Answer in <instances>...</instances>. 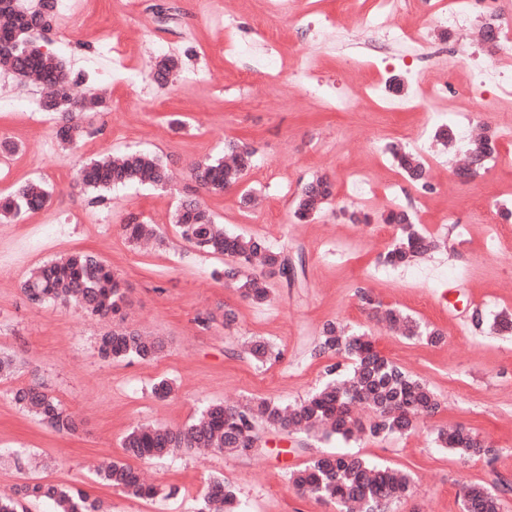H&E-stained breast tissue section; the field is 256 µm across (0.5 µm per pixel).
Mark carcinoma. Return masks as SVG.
<instances>
[{
	"mask_svg": "<svg viewBox=\"0 0 512 512\" xmlns=\"http://www.w3.org/2000/svg\"><path fill=\"white\" fill-rule=\"evenodd\" d=\"M52 0H43L41 7L24 11L17 0H0V57L11 59V71L27 79L35 75L53 88L42 101V109L60 115L57 137L63 143L74 142L81 133L76 116L98 112L103 101L97 95H77L56 57L43 54L29 46L28 36L38 28L51 26ZM179 60L166 57L151 71L154 82L166 86ZM386 149L398 168L416 187L428 191L426 168L415 154L397 146ZM225 153L233 158L200 163L193 169L199 188L209 194H222L240 183L253 166L255 151L244 142L229 141ZM495 154L490 136L469 147V163L482 170ZM85 189L99 192L117 185L149 184L164 188L169 182V168L159 157L141 152L129 153L120 161L101 158L85 164L79 173ZM332 196V183L321 175L308 181L294 200L293 216L307 222L317 216ZM50 192L40 183L28 182L11 194L0 196V216L7 218L22 212L45 208ZM398 227L399 234L384 257L394 267L408 266L438 248V244L419 232L414 216L407 210L392 212L386 217ZM183 240L196 249L213 255L229 256L234 263L214 272L219 278L236 285L242 299L259 305L268 298L266 274H277L287 286L295 282L296 263L258 235H230L216 223L213 214L197 198L181 201L174 216ZM123 231L135 243L156 233L151 225L130 215ZM24 293L34 304L48 302L72 304L91 316L109 317L119 321L101 335L97 349L102 360L136 359L153 361L164 352L159 338L148 337L138 330L121 324L127 303V289L122 279L93 253H74L51 260L34 269L23 283ZM362 302L371 309L382 311L387 323L400 325L409 338L426 337L438 344L442 333L423 328L396 308H381L372 295L360 292ZM319 349L334 351L351 361L346 377L327 382L304 399L283 405L261 399L245 404H213L207 406L196 421L185 428L137 427L122 439L127 456L137 459H161L177 451L196 448H216L238 456H251L261 440L264 427L287 434H310L322 431L327 437L352 439L363 433L371 438L410 432L417 417L438 412L440 402L429 386L413 377L402 367L387 359L367 336L349 334L345 327L327 323L320 332ZM250 359L266 363L275 358L271 346L263 340H253L248 348ZM16 405L38 418L54 432L71 435L78 423L60 402L39 384H29L11 391ZM366 403L374 418L365 424L357 419L352 407ZM435 442L461 458L491 460L497 449L474 430L458 425L436 432ZM101 479L113 488L136 498L150 497L155 490L145 485L139 473L123 461L112 460L99 469ZM289 479L303 493L318 501H329L338 512H390L409 497L413 490L410 475L392 467H374L356 454H326L313 458L302 468L291 471ZM24 497L46 498L53 501L59 512H109L103 504L90 499L79 489L54 484H26L18 490ZM235 490L222 479L209 482L203 506L199 512H238ZM498 490L481 484L468 485L463 490L461 512H499Z\"/></svg>",
	"mask_w": 512,
	"mask_h": 512,
	"instance_id": "obj_1",
	"label": "carcinoma"
}]
</instances>
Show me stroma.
<instances>
[{"instance_id": "35a3bbf8", "label": "stroma", "mask_w": 512, "mask_h": 512, "mask_svg": "<svg viewBox=\"0 0 512 512\" xmlns=\"http://www.w3.org/2000/svg\"><path fill=\"white\" fill-rule=\"evenodd\" d=\"M432 2L417 0L410 23L427 35L436 67L458 72L494 55L491 45L443 38ZM264 7L265 0H57L49 34L32 35L31 44L66 63L75 93L106 100L104 111L83 117L87 131L71 146L56 136V114L16 108V101L41 99V89L0 69V142L14 146L0 165V192L29 181L52 190L46 208L0 221V357L15 361L10 375L0 377V495L50 483L81 488L112 512H196L209 480L221 478L235 488L243 512H336L289 481L292 470L331 452L410 472L417 491L395 512H461L463 486L512 485V333L492 327L495 318H512V250L487 251L492 227L477 218L484 196L512 201V143H497V162L462 182L448 150L423 139L432 188L421 191L403 181L382 151L385 143H405L427 118L431 107L425 104L392 108L410 89L358 97L339 112L329 99L290 80L253 73L250 59L225 53L224 44L258 43L280 66L307 59L315 79H344L354 88L376 80L381 70L400 76L401 58L343 72L337 31L354 33L362 25L345 0H301L302 11L333 21L311 30L287 17L260 29ZM74 11L86 20L82 30L70 27ZM168 55L177 56L182 68L161 88L148 72ZM94 56L100 67H86ZM433 108L475 111L476 122L495 133L512 117V97L489 86L467 97L448 96ZM228 140L252 145L254 165L241 189L201 195L203 202L226 232L257 234L303 257L293 287L269 277V300L261 307L213 277L228 257L196 251L172 224L179 200L198 193L193 167L220 157ZM129 151L165 160L173 173L169 186L132 185L94 195L79 185L83 163ZM360 167L372 195L354 191ZM319 174L334 182L331 204L314 221L294 223L295 196ZM244 189L253 191L258 206L241 205ZM392 204L411 208L441 246L411 267L390 271L383 256L397 229L380 216ZM131 213L156 225L162 244L146 250L130 243L122 225ZM447 213L467 224L463 239L449 237L441 222ZM76 252L98 254L125 280L133 327L165 343L159 359L104 362L97 339L110 320L26 299L21 286L34 268ZM449 279L456 288L448 295L442 283ZM360 286L383 305L440 329L444 342L431 345L387 330L362 306ZM222 306L237 313L231 328L218 321L200 325V316ZM329 321L372 336L383 355L436 392L440 411L420 417L406 435L347 441L267 429L248 458L212 451L128 459L159 487L152 499L127 497L96 475L98 464L126 459L121 439L137 425L181 428L212 403L304 398L340 360L316 350L319 330ZM255 338L268 341L280 359L251 363L244 348ZM163 379L174 391L159 399L151 388ZM33 380L75 414L77 434L58 435L12 401L11 390ZM458 425L497 448L495 460H463L433 442L432 428Z\"/></svg>"}]
</instances>
